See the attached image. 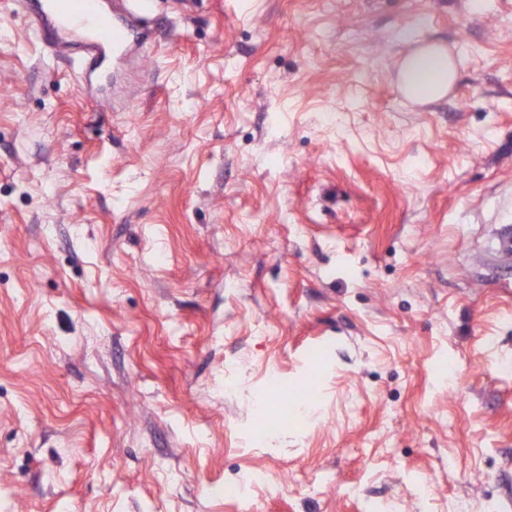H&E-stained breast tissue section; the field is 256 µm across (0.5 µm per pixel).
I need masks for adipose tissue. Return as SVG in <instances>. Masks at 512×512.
Instances as JSON below:
<instances>
[{
  "label": "adipose tissue",
  "mask_w": 512,
  "mask_h": 512,
  "mask_svg": "<svg viewBox=\"0 0 512 512\" xmlns=\"http://www.w3.org/2000/svg\"><path fill=\"white\" fill-rule=\"evenodd\" d=\"M409 52L402 58L397 82L402 96L424 105L446 97L457 77L458 60L447 47L411 37Z\"/></svg>",
  "instance_id": "obj_1"
}]
</instances>
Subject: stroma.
<instances>
[{
  "label": "stroma",
  "instance_id": "35a3bbf8",
  "mask_svg": "<svg viewBox=\"0 0 512 512\" xmlns=\"http://www.w3.org/2000/svg\"><path fill=\"white\" fill-rule=\"evenodd\" d=\"M149 28L103 90L0 0V512H512V0ZM414 45L402 58L397 82L402 96L413 103L424 105L446 97L457 77L458 58L444 45L409 38Z\"/></svg>",
  "mask_w": 512,
  "mask_h": 512
}]
</instances>
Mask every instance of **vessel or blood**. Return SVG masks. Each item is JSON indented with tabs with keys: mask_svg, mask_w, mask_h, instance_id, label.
<instances>
[{
	"mask_svg": "<svg viewBox=\"0 0 512 512\" xmlns=\"http://www.w3.org/2000/svg\"><path fill=\"white\" fill-rule=\"evenodd\" d=\"M46 36L59 30H83L87 33L84 47L97 53L111 49L121 54L135 30H147L149 0H130L123 16L107 14L101 0H27Z\"/></svg>",
	"mask_w": 512,
	"mask_h": 512,
	"instance_id": "1",
	"label": "vessel or blood"
}]
</instances>
